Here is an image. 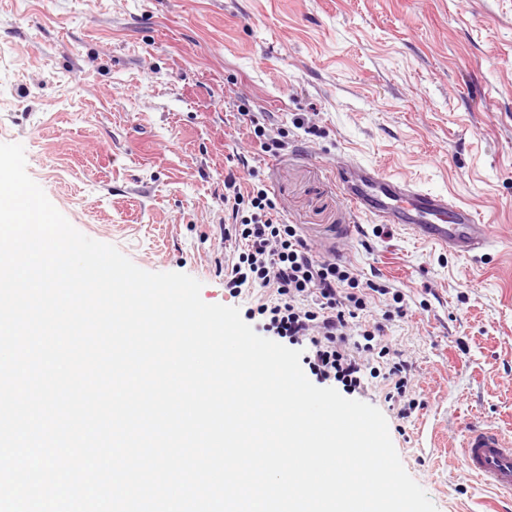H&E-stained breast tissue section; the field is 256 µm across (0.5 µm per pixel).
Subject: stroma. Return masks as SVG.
<instances>
[{"mask_svg":"<svg viewBox=\"0 0 512 512\" xmlns=\"http://www.w3.org/2000/svg\"><path fill=\"white\" fill-rule=\"evenodd\" d=\"M279 149L265 151L255 126ZM0 143L84 235L224 293V173L312 250L404 292L387 334L422 402L391 439L438 512H512L459 442L512 435V0H0ZM448 194L498 246L470 260L382 229L336 157Z\"/></svg>","mask_w":512,"mask_h":512,"instance_id":"35a3bbf8","label":"stroma"}]
</instances>
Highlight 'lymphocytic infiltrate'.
<instances>
[{
    "label": "lymphocytic infiltrate",
    "mask_w": 512,
    "mask_h": 512,
    "mask_svg": "<svg viewBox=\"0 0 512 512\" xmlns=\"http://www.w3.org/2000/svg\"><path fill=\"white\" fill-rule=\"evenodd\" d=\"M224 238L236 243L235 261L224 266V290L249 302L265 332L302 352L318 383L338 384L347 394H367L384 380L383 401L394 418L418 407L413 364L404 360L386 333L387 322L404 317L403 292L373 280L361 281L349 265L314 254L296 227L282 223L266 191H242L234 172L224 176ZM384 296L382 315L372 314Z\"/></svg>",
    "instance_id": "lymphocytic-infiltrate-1"
}]
</instances>
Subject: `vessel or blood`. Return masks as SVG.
Masks as SVG:
<instances>
[{
  "label": "vessel or blood",
  "instance_id": "obj_1",
  "mask_svg": "<svg viewBox=\"0 0 512 512\" xmlns=\"http://www.w3.org/2000/svg\"><path fill=\"white\" fill-rule=\"evenodd\" d=\"M336 176L350 206L379 226H393L413 238L459 257H485L496 242L489 225L447 194L350 160ZM460 446L468 477L512 496V437L491 426H471Z\"/></svg>",
  "mask_w": 512,
  "mask_h": 512
}]
</instances>
